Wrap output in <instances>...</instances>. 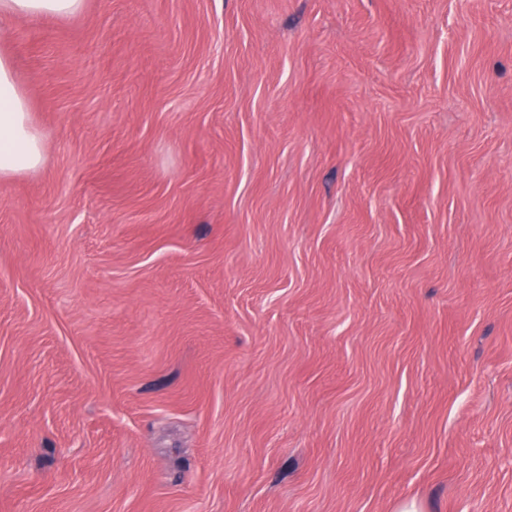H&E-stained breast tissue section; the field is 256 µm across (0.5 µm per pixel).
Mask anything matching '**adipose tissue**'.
<instances>
[{"label": "adipose tissue", "mask_w": 512, "mask_h": 512, "mask_svg": "<svg viewBox=\"0 0 512 512\" xmlns=\"http://www.w3.org/2000/svg\"><path fill=\"white\" fill-rule=\"evenodd\" d=\"M84 0H0V20L67 17ZM43 141L31 120L30 104L17 82L10 56L0 52V178L39 170Z\"/></svg>", "instance_id": "ef3b65f1"}]
</instances>
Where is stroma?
Segmentation results:
<instances>
[{"label":"stroma","instance_id":"stroma-1","mask_svg":"<svg viewBox=\"0 0 512 512\" xmlns=\"http://www.w3.org/2000/svg\"><path fill=\"white\" fill-rule=\"evenodd\" d=\"M0 512H512V0L0 22ZM44 162L43 141L11 57L0 52V178L35 172Z\"/></svg>","mask_w":512,"mask_h":512}]
</instances>
